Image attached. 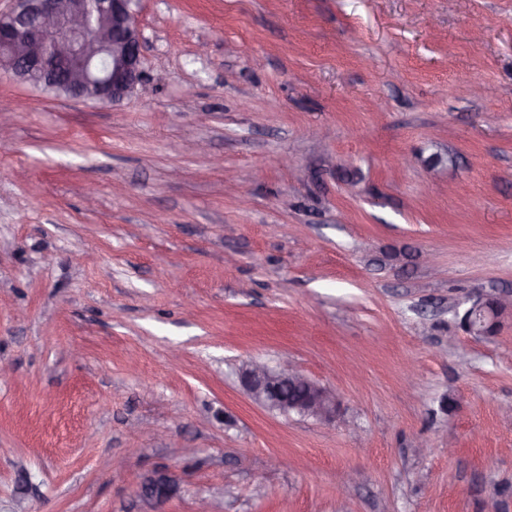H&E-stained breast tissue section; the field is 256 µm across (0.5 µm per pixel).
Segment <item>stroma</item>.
<instances>
[{"mask_svg": "<svg viewBox=\"0 0 512 512\" xmlns=\"http://www.w3.org/2000/svg\"><path fill=\"white\" fill-rule=\"evenodd\" d=\"M135 9L148 94L0 70V512H512V0ZM461 316V326L475 335H493L500 325L501 316L512 309V296L509 294L477 293L469 296ZM239 379L252 399L271 412L297 414L321 422H335L339 408L336 394L319 385L289 363L278 367L254 362L239 370ZM299 387L302 394L288 396L287 390ZM147 478L139 486L138 495L145 501L151 512H159L156 510L158 506L168 499L171 491V497L176 493L178 484L171 473L166 471L156 472Z\"/></svg>", "mask_w": 512, "mask_h": 512, "instance_id": "1", "label": "stroma"}]
</instances>
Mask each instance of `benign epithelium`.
I'll use <instances>...</instances> for the list:
<instances>
[{"label":"benign epithelium","instance_id":"benign-epithelium-1","mask_svg":"<svg viewBox=\"0 0 512 512\" xmlns=\"http://www.w3.org/2000/svg\"><path fill=\"white\" fill-rule=\"evenodd\" d=\"M134 0H13L0 11V69L18 81L60 90L71 99L99 104L120 102L147 89L142 68V37ZM461 326L468 333L492 335L501 316L512 310L509 294L477 293L467 299ZM252 399L271 412L336 421L339 399L292 365L254 362L239 370ZM178 489L160 471L138 488L151 512H158Z\"/></svg>","mask_w":512,"mask_h":512}]
</instances>
